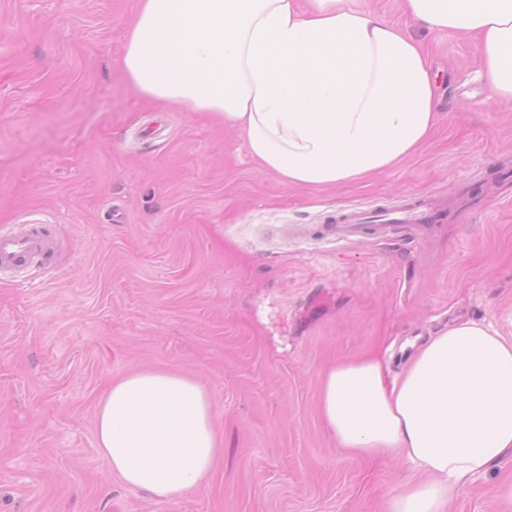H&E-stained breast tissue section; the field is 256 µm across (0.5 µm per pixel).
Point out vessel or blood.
Instances as JSON below:
<instances>
[{
  "label": "vessel or blood",
  "instance_id": "1",
  "mask_svg": "<svg viewBox=\"0 0 512 512\" xmlns=\"http://www.w3.org/2000/svg\"><path fill=\"white\" fill-rule=\"evenodd\" d=\"M441 208L428 196L409 198L404 204L386 212L350 208L337 214L325 232L337 240L356 237L393 239L417 232L419 224L438 220ZM47 251L46 242L37 227L29 225L18 233L0 234V268H17L28 259Z\"/></svg>",
  "mask_w": 512,
  "mask_h": 512
}]
</instances>
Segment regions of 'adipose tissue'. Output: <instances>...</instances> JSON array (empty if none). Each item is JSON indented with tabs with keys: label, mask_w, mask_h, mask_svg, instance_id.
Listing matches in <instances>:
<instances>
[{
	"label": "adipose tissue",
	"mask_w": 512,
	"mask_h": 512,
	"mask_svg": "<svg viewBox=\"0 0 512 512\" xmlns=\"http://www.w3.org/2000/svg\"><path fill=\"white\" fill-rule=\"evenodd\" d=\"M412 21L476 38L487 104L512 101V0H403ZM121 67L135 92L212 112L286 184L390 172L429 137L438 80L421 42L365 0H140ZM376 356L342 361L319 408L337 444L429 474L386 512H445L457 481L512 451V338L460 321L414 343L399 376ZM97 448L125 485L159 503L200 489L224 449L209 392L167 369L111 383Z\"/></svg>",
	"instance_id": "adipose-tissue-1"
}]
</instances>
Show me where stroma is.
Returning <instances> with one entry per match:
<instances>
[{
	"label": "stroma",
	"mask_w": 512,
	"mask_h": 512,
	"mask_svg": "<svg viewBox=\"0 0 512 512\" xmlns=\"http://www.w3.org/2000/svg\"><path fill=\"white\" fill-rule=\"evenodd\" d=\"M439 75L438 124L398 169L309 188L242 134L139 97L118 61L138 0H0V234L50 258L0 270V512H385L421 472L339 448L319 416L336 362L512 313V105H485L477 44L367 0ZM448 217L415 241H336L337 210L413 195ZM150 368L199 381L224 454L208 485L149 503L101 459L98 403ZM512 454L448 512H512Z\"/></svg>",
	"instance_id": "obj_1"
}]
</instances>
